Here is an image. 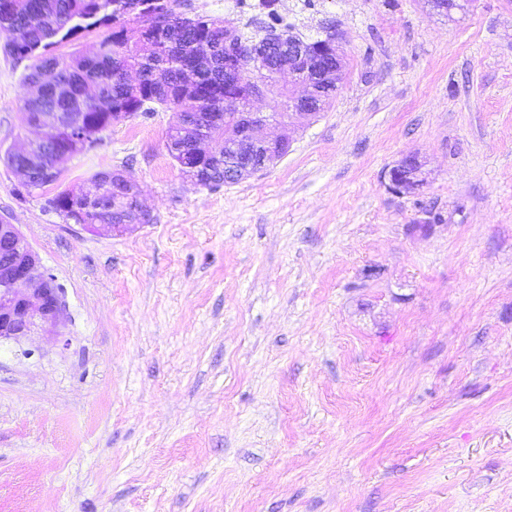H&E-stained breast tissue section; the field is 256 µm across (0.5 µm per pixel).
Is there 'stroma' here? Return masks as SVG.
<instances>
[{
  "label": "stroma",
  "mask_w": 512,
  "mask_h": 512,
  "mask_svg": "<svg viewBox=\"0 0 512 512\" xmlns=\"http://www.w3.org/2000/svg\"><path fill=\"white\" fill-rule=\"evenodd\" d=\"M346 71L287 154L187 181L172 113L112 125L26 190L34 60L0 36V219L63 290L0 342V512H512V0H275ZM413 156L420 185L391 190ZM134 180L153 221L50 198ZM79 199L71 198L69 189L59 192L49 203L68 222L106 227L121 231L130 224H148L142 219L136 184L120 174L97 173L82 188ZM71 202H70V201Z\"/></svg>",
  "instance_id": "obj_1"
}]
</instances>
